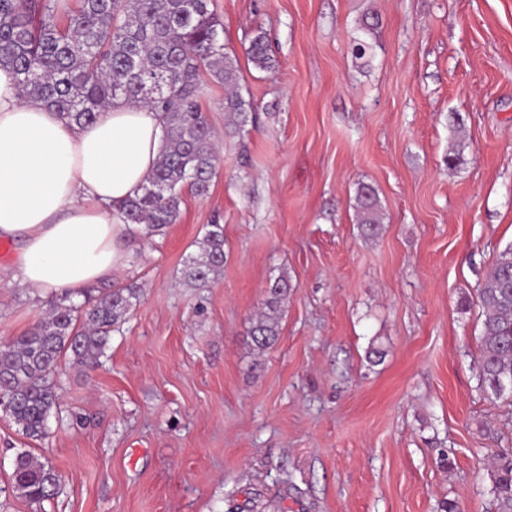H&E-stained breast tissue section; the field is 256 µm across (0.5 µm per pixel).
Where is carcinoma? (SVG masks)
<instances>
[{
	"instance_id": "cac0c4a2",
	"label": "carcinoma",
	"mask_w": 512,
	"mask_h": 512,
	"mask_svg": "<svg viewBox=\"0 0 512 512\" xmlns=\"http://www.w3.org/2000/svg\"><path fill=\"white\" fill-rule=\"evenodd\" d=\"M0 0V66L14 73L22 93L54 107L75 124L95 121L123 101L161 113L165 137L159 161L141 193L123 207L124 219L151 238L177 223L183 193H209L219 158L214 130L202 109L211 82L224 85V128L237 133L254 121L253 103L238 91L236 56L224 52V25L213 0ZM246 54L271 67L269 41L259 32ZM360 224L378 227L376 190L357 191ZM224 268V227L209 224L198 251L183 261L182 280L191 287L214 281ZM288 278L269 283L263 311L250 330L253 350L264 353L280 336ZM136 284L115 285L80 304L62 296L47 318L0 349V400L22 434H46L58 405L54 375L61 359L92 367L110 336L139 305ZM483 328L478 381L490 398L512 399V245L499 253L477 288ZM491 494L497 512H512V459L492 462ZM61 483L54 468L22 451L14 460L12 488L33 504L51 499Z\"/></svg>"
}]
</instances>
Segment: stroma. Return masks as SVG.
Returning a JSON list of instances; mask_svg holds the SVG:
<instances>
[{
    "instance_id": "1",
    "label": "stroma",
    "mask_w": 512,
    "mask_h": 512,
    "mask_svg": "<svg viewBox=\"0 0 512 512\" xmlns=\"http://www.w3.org/2000/svg\"><path fill=\"white\" fill-rule=\"evenodd\" d=\"M256 129L224 132L210 193L132 241L118 284L140 304L98 366L62 360L43 440L0 414V486L17 452L62 475L42 506L0 512H495L490 461L512 402L477 380L476 288L512 244V0H215ZM371 55L355 58L365 15ZM267 33L274 63L245 50ZM381 223L364 235L359 185ZM224 269L180 278L207 224ZM0 253V346L45 314ZM277 344L249 330L278 275ZM385 358L374 364L371 348Z\"/></svg>"
}]
</instances>
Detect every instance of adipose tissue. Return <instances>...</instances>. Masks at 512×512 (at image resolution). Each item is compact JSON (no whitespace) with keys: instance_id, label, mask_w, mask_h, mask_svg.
I'll list each match as a JSON object with an SVG mask.
<instances>
[{"instance_id":"ef3b65f1","label":"adipose tissue","mask_w":512,"mask_h":512,"mask_svg":"<svg viewBox=\"0 0 512 512\" xmlns=\"http://www.w3.org/2000/svg\"><path fill=\"white\" fill-rule=\"evenodd\" d=\"M162 139L150 108L118 103L76 125L23 98L0 67V238L17 244L24 284L76 295L126 268L132 233L119 206L140 192Z\"/></svg>"}]
</instances>
